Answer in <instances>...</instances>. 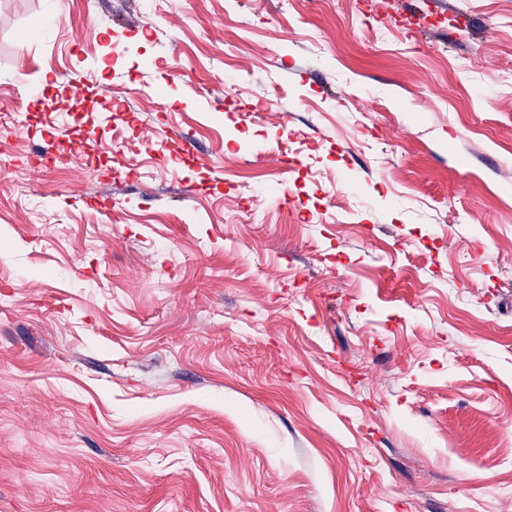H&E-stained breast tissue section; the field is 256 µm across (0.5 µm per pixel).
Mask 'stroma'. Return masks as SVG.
Listing matches in <instances>:
<instances>
[{
  "instance_id": "obj_1",
  "label": "stroma",
  "mask_w": 512,
  "mask_h": 512,
  "mask_svg": "<svg viewBox=\"0 0 512 512\" xmlns=\"http://www.w3.org/2000/svg\"><path fill=\"white\" fill-rule=\"evenodd\" d=\"M508 71L512 0H0V512H512Z\"/></svg>"
}]
</instances>
